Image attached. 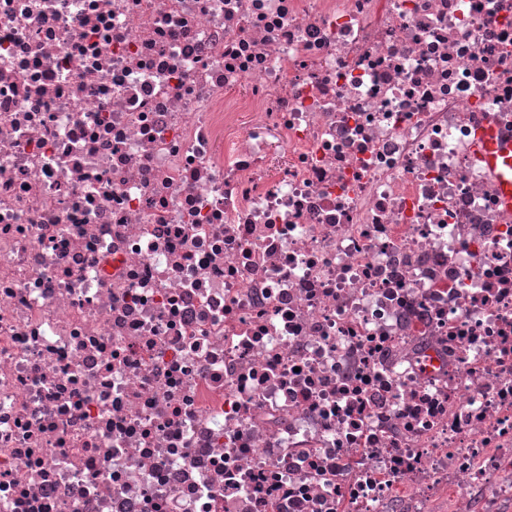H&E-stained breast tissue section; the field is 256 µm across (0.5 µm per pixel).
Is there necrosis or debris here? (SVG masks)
Here are the masks:
<instances>
[{
  "instance_id": "4bbe7bcc",
  "label": "necrosis or debris",
  "mask_w": 512,
  "mask_h": 512,
  "mask_svg": "<svg viewBox=\"0 0 512 512\" xmlns=\"http://www.w3.org/2000/svg\"><path fill=\"white\" fill-rule=\"evenodd\" d=\"M512 0H0V512L512 498ZM478 152L479 159L485 163L488 175L496 184L500 203L511 210L512 141L502 140L492 129L481 139Z\"/></svg>"
}]
</instances>
